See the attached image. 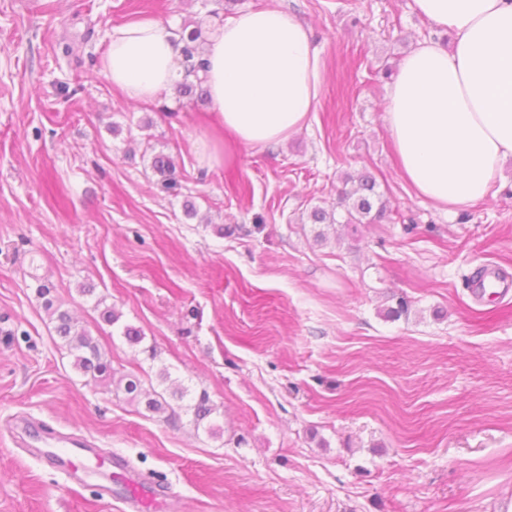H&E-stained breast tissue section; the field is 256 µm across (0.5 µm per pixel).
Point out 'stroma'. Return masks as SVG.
<instances>
[{"mask_svg": "<svg viewBox=\"0 0 512 512\" xmlns=\"http://www.w3.org/2000/svg\"><path fill=\"white\" fill-rule=\"evenodd\" d=\"M267 2L0 0V512H123L96 478L16 447L21 417L125 456L175 512L512 503V296L470 288L479 265L512 273V158L486 199L448 213L402 178L383 120L402 58L450 34L413 0H281L322 56L321 99L287 144L240 148L207 176L193 140L209 104L171 92L137 104L102 71L129 20L177 33ZM159 152L176 189L151 167ZM361 173L389 217L313 224ZM41 280L117 374L148 387L165 367L207 391L220 437L75 369ZM400 297L407 314L386 318Z\"/></svg>", "mask_w": 512, "mask_h": 512, "instance_id": "obj_1", "label": "stroma"}]
</instances>
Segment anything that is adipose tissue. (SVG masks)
Listing matches in <instances>:
<instances>
[{
	"mask_svg": "<svg viewBox=\"0 0 512 512\" xmlns=\"http://www.w3.org/2000/svg\"><path fill=\"white\" fill-rule=\"evenodd\" d=\"M448 30L400 62L385 123L400 172L419 196L450 210L484 200L512 157V0H414ZM180 47L159 21L114 28L103 70L127 98L150 102L185 77ZM199 76L210 94L195 138L199 166L224 164V147L284 144L302 130L324 86L306 24L277 7L249 8L211 25Z\"/></svg>",
	"mask_w": 512,
	"mask_h": 512,
	"instance_id": "obj_1",
	"label": "adipose tissue"
}]
</instances>
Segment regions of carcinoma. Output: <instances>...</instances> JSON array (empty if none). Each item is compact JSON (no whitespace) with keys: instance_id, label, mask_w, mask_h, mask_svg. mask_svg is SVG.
<instances>
[{"instance_id":"cac0c4a2","label":"carcinoma","mask_w":512,"mask_h":512,"mask_svg":"<svg viewBox=\"0 0 512 512\" xmlns=\"http://www.w3.org/2000/svg\"><path fill=\"white\" fill-rule=\"evenodd\" d=\"M202 31L194 28L188 32L183 31L180 34V42L183 43L181 49L183 64L187 72L193 73L201 68L200 42ZM154 169L164 176L163 187L174 189L177 181L165 178V175L173 168L171 159L162 154L153 158ZM346 182H353L355 186L339 192L336 206L331 209L316 207L311 212L313 221L319 224H335L337 219V208L344 209L342 218L346 224H376L386 217V202L381 200V195L376 191L375 181L367 176L349 177ZM52 287L41 282L37 286V292L45 298V308L50 311V315L55 322V331L57 335L65 342V346L74 357V367L86 375H91L95 380L112 382L114 369L112 361L106 358V353L102 352L97 340L91 333L80 327L78 322L71 316L69 311L62 310L54 306L53 301L48 298ZM191 397L188 404L183 406L185 412L192 415L191 422L194 428L198 429L204 425V422L214 413V407L210 402L207 392L202 391L190 396V389L186 386L175 387L168 391L152 390L151 397L145 401V408L153 414L165 413L171 409V401H183L186 397Z\"/></svg>"}]
</instances>
